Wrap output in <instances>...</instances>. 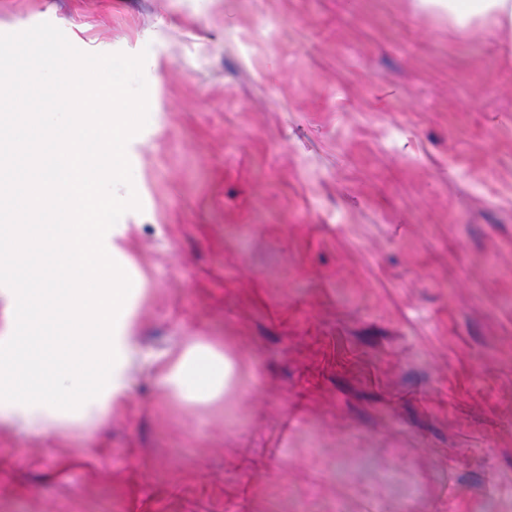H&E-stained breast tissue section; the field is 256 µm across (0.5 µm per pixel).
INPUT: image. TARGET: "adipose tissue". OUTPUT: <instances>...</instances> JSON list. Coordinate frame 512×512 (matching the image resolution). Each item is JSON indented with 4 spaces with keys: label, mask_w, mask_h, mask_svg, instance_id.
I'll return each instance as SVG.
<instances>
[{
    "label": "adipose tissue",
    "mask_w": 512,
    "mask_h": 512,
    "mask_svg": "<svg viewBox=\"0 0 512 512\" xmlns=\"http://www.w3.org/2000/svg\"><path fill=\"white\" fill-rule=\"evenodd\" d=\"M459 28H512V0H425ZM36 84L12 76V111L0 114L23 171L0 168V429L86 433L127 407L137 374L185 406L223 403L241 365L223 342L187 336L156 352L138 336L143 288L126 254L125 158L136 139L132 104L117 80L72 83L66 49ZM114 215L97 222L101 203Z\"/></svg>",
    "instance_id": "adipose-tissue-1"
}]
</instances>
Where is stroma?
I'll list each match as a JSON object with an SVG mask.
<instances>
[{
    "label": "stroma",
    "mask_w": 512,
    "mask_h": 512,
    "mask_svg": "<svg viewBox=\"0 0 512 512\" xmlns=\"http://www.w3.org/2000/svg\"><path fill=\"white\" fill-rule=\"evenodd\" d=\"M136 106L149 350L214 336L232 403L151 380L87 434L0 431V512H512V29L419 0H0Z\"/></svg>",
    "instance_id": "obj_1"
}]
</instances>
